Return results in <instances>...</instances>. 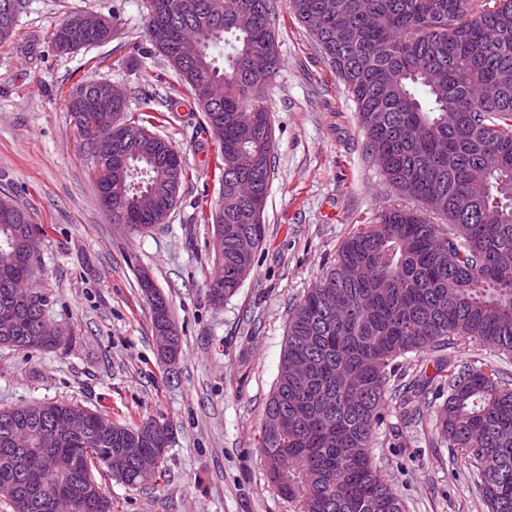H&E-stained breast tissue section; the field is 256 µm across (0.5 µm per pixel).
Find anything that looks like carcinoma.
Returning <instances> with one entry per match:
<instances>
[{
  "label": "carcinoma",
  "instance_id": "carcinoma-1",
  "mask_svg": "<svg viewBox=\"0 0 512 512\" xmlns=\"http://www.w3.org/2000/svg\"><path fill=\"white\" fill-rule=\"evenodd\" d=\"M310 31L356 105L366 155L402 200L374 224H360L288 319L275 388L259 443L285 465L269 481L301 502L300 512H404L373 461L377 430L390 406L398 359L434 354L447 395L436 426L458 449L466 476L491 512H512V384L500 359L457 356L460 338L512 354V0H285ZM169 17L165 0H146L147 36L206 117L204 132L224 147L221 294L252 271L265 241L263 213L274 131L257 87L278 68L273 0H185ZM21 0H0V44L14 33ZM473 20L447 28L450 19ZM225 44L223 64L213 50ZM93 80L67 108L90 152L105 144L90 128ZM129 186L117 221L163 224L177 153L162 137L114 142ZM28 213L0 195V341L26 342L45 300L28 304L37 264L25 262L36 234ZM82 417V438L44 443L50 421ZM77 403L0 409V499L12 512H52L49 498L29 506L34 486L82 495L79 512H112L97 481L100 465L128 485L138 468L123 456L128 433Z\"/></svg>",
  "mask_w": 512,
  "mask_h": 512
}]
</instances>
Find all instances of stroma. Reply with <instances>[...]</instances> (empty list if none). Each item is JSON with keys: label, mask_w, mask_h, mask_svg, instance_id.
Listing matches in <instances>:
<instances>
[{"label": "stroma", "mask_w": 512, "mask_h": 512, "mask_svg": "<svg viewBox=\"0 0 512 512\" xmlns=\"http://www.w3.org/2000/svg\"><path fill=\"white\" fill-rule=\"evenodd\" d=\"M16 31L0 44V192L38 224L40 267L31 281L46 320L68 339L50 351L0 347V409L75 402L127 424H169L164 476L130 487L96 478L113 512H300L267 479L258 446L274 389L288 316L342 242L375 223L397 198L365 156L356 106L306 29L277 4L280 68L261 93L274 129L266 240L251 274L221 304L209 297L214 229L193 204L223 197L219 143L200 132L190 106L164 113L158 135L181 153L189 178L166 223L128 233L98 197L97 163L65 100L103 79L129 95L181 89L149 42L145 0H22ZM84 11L112 16L110 42L69 55L50 42L55 26ZM150 271L182 338L174 367L157 356L150 307L140 293ZM441 397L427 387L411 418L391 414L378 430L374 462L405 512H489L435 425Z\"/></svg>", "instance_id": "stroma-1"}]
</instances>
